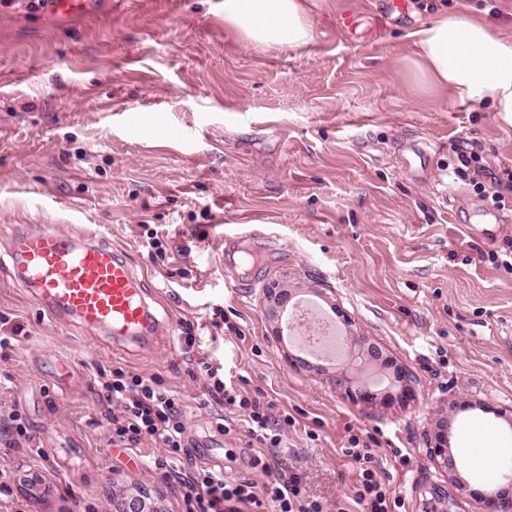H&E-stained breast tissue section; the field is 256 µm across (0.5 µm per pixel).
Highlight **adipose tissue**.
I'll return each mask as SVG.
<instances>
[{"mask_svg": "<svg viewBox=\"0 0 512 512\" xmlns=\"http://www.w3.org/2000/svg\"><path fill=\"white\" fill-rule=\"evenodd\" d=\"M224 22L248 45L294 50L312 38L303 0H224ZM414 37L424 81L489 104L512 125V40L455 14L426 21Z\"/></svg>", "mask_w": 512, "mask_h": 512, "instance_id": "ef3b65f1", "label": "adipose tissue"}]
</instances>
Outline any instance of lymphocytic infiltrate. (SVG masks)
<instances>
[{
    "instance_id": "lymphocytic-infiltrate-1",
    "label": "lymphocytic infiltrate",
    "mask_w": 512,
    "mask_h": 512,
    "mask_svg": "<svg viewBox=\"0 0 512 512\" xmlns=\"http://www.w3.org/2000/svg\"><path fill=\"white\" fill-rule=\"evenodd\" d=\"M451 152L456 177L469 181L494 208L512 211V166L491 169L474 143L456 144ZM204 370L209 396L240 413L248 446L279 447L278 424L259 397L224 381L212 365H205ZM99 402L112 427V444L132 449L149 441L165 448V456L155 458L153 464L186 487L191 512H323L322 504L307 496L298 472L279 471L259 485L250 479L225 476L220 470H186L182 461L191 452L180 399L156 378L113 369L102 377ZM343 453L358 464L359 480L350 502H337L336 512H348L351 503L357 512H400L399 497L391 494L371 467L373 456L367 443L358 435H349Z\"/></svg>"
}]
</instances>
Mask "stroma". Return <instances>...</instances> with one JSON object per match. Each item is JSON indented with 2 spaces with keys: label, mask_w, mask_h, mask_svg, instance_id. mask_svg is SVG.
Listing matches in <instances>:
<instances>
[{
  "label": "stroma",
  "mask_w": 512,
  "mask_h": 512,
  "mask_svg": "<svg viewBox=\"0 0 512 512\" xmlns=\"http://www.w3.org/2000/svg\"><path fill=\"white\" fill-rule=\"evenodd\" d=\"M380 3L306 0L313 39L292 51L242 43L224 0H109L65 27L0 5V334L21 329L0 351V398L40 446H0V467L42 477L0 512H110L113 494L138 487L159 492L165 512H189L185 489L146 464L164 449L110 442L99 373L119 367L182 399L194 464L264 483L242 430L224 432L228 411L205 393V355L269 404L283 443L268 461L302 472L326 505L358 481L342 452L355 433L406 512H421L433 484L457 494L458 512H484L456 485L484 486L463 456L512 454V269L486 256L512 244V225L475 234L485 203L448 157L474 141L491 168L512 166V126L422 83L412 35L446 10L512 40V0H406L407 24L350 38L342 13ZM415 141L432 152L418 176L404 164ZM43 224L123 253L170 340L117 346L50 318L16 286L8 255ZM275 283L338 309L406 383L356 371L358 345L292 367L265 300ZM343 375L375 392L373 406L337 387ZM443 428L450 473L427 454Z\"/></svg>",
  "instance_id": "1"
}]
</instances>
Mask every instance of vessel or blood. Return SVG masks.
I'll return each instance as SVG.
<instances>
[{"label": "vessel or blood", "instance_id": "obj_1", "mask_svg": "<svg viewBox=\"0 0 512 512\" xmlns=\"http://www.w3.org/2000/svg\"><path fill=\"white\" fill-rule=\"evenodd\" d=\"M100 0H46L48 16L67 22L94 14ZM13 280L53 316L76 320L89 334L109 331L117 342L157 335L160 323L143 281L110 247L48 224L18 234L9 250Z\"/></svg>", "mask_w": 512, "mask_h": 512}]
</instances>
